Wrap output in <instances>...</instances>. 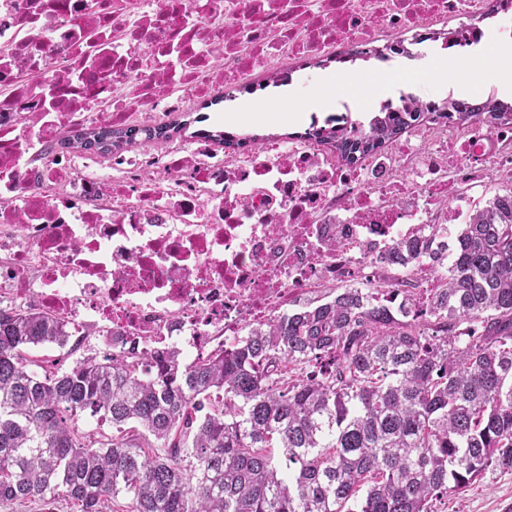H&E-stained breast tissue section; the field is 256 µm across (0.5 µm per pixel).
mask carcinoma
I'll list each match as a JSON object with an SVG mask.
<instances>
[{
	"label": "carcinoma",
	"mask_w": 512,
	"mask_h": 512,
	"mask_svg": "<svg viewBox=\"0 0 512 512\" xmlns=\"http://www.w3.org/2000/svg\"><path fill=\"white\" fill-rule=\"evenodd\" d=\"M369 121L376 154L425 122L512 130V105L449 100ZM179 126H81L115 148L167 141ZM364 130L329 117L300 138L341 145ZM233 151L257 137L204 134ZM424 292L392 268L422 262ZM363 287L241 328L186 362L166 346L88 356L64 370L29 369L31 347L71 334L35 298L0 307V504L57 512H430L434 497L490 470H512V181L474 210L448 244V225L403 238L375 258ZM89 416L115 428L91 437ZM288 461L281 467L272 449Z\"/></svg>",
	"instance_id": "1"
}]
</instances>
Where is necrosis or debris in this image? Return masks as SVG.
<instances>
[{
	"label": "necrosis or debris",
	"instance_id": "4bbe7bcc",
	"mask_svg": "<svg viewBox=\"0 0 512 512\" xmlns=\"http://www.w3.org/2000/svg\"><path fill=\"white\" fill-rule=\"evenodd\" d=\"M484 0H0V302L36 297L74 327L108 330L112 348L156 342L191 355L282 313L316 282L352 279L369 255L429 225L464 218L489 172L512 180V130L417 127L356 167L312 145L247 159H113L111 183L45 151L54 132L180 108L181 88L255 61L339 45L371 49L377 30L418 31L479 13ZM124 36L113 40L112 30ZM100 104L97 112L89 104ZM290 235H282V225ZM349 247L329 254L330 236Z\"/></svg>",
	"mask_w": 512,
	"mask_h": 512
}]
</instances>
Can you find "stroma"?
Segmentation results:
<instances>
[{
    "label": "stroma",
    "instance_id": "35a3bbf8",
    "mask_svg": "<svg viewBox=\"0 0 512 512\" xmlns=\"http://www.w3.org/2000/svg\"><path fill=\"white\" fill-rule=\"evenodd\" d=\"M461 23L457 19L438 23L429 40L412 46L410 55L393 54L384 61L373 58L346 63V70L360 76L359 84L323 90L315 80L320 73L319 68L305 65L292 69L288 85L296 96L303 98L322 93L327 94L333 103L345 98H358L362 103L358 118L363 122L368 121L372 112L377 111L379 99L383 96L395 101L405 92L423 99L445 101L456 94L452 83H434L428 76V69L448 49L445 33L459 28ZM221 89L228 90L229 99L213 103V96ZM277 93L274 87L259 89L251 76L228 86L217 81L200 91H184V102L179 109L158 112L149 118L153 124H182V132L168 141L137 142L126 147L125 153L129 156L147 154L165 160L176 151L188 153L202 145L215 160L227 157L228 151L223 145L198 138L197 132L201 129L227 131L240 137L270 134L275 142L289 144L293 136L305 132V125L276 122L255 124L247 119L249 109L254 108L260 99L274 97ZM430 509L431 512H512V471L487 473L463 493L432 500Z\"/></svg>",
    "mask_w": 512,
    "mask_h": 512
}]
</instances>
